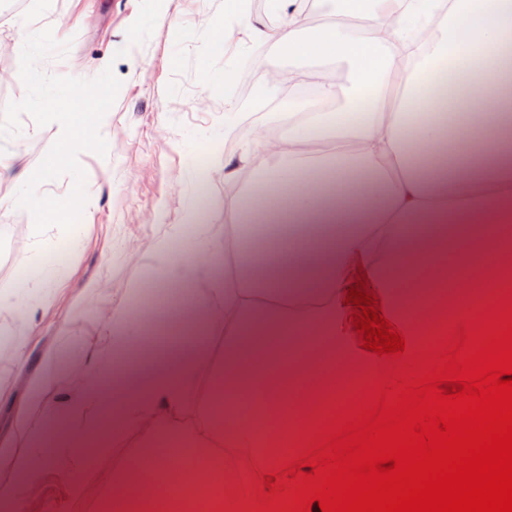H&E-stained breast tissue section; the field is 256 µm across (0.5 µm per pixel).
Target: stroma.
Wrapping results in <instances>:
<instances>
[{
	"label": "stroma",
	"instance_id": "1",
	"mask_svg": "<svg viewBox=\"0 0 512 512\" xmlns=\"http://www.w3.org/2000/svg\"><path fill=\"white\" fill-rule=\"evenodd\" d=\"M138 13L139 0H0V71L12 76L0 83V110L25 94L16 44L46 26L71 47L65 57L41 62L43 71L90 79L109 67L121 82L102 120L107 154L78 155L87 202L76 231L53 226L36 236L32 215L14 203L47 153L49 131L24 115L18 134L0 138V225L8 227L0 234V290L41 266L54 267L42 314L10 325L30 342L0 368L8 385L0 395L1 444L11 437L15 410L28 400L29 376L41 371L47 354L57 357L55 391L63 393L71 367L83 365L105 335L110 310L127 288L140 286L141 305H151L158 236L181 226L173 250L186 255L195 235L185 221L191 210L223 236L233 199L248 188L243 178L225 181L224 158L266 133L259 113L241 133H224V70L261 54L251 42L211 48L212 29L224 24V0H162L152 35L131 46L126 31ZM22 499L25 512H73L75 504L64 469L51 465Z\"/></svg>",
	"mask_w": 512,
	"mask_h": 512
}]
</instances>
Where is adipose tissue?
<instances>
[{"label": "adipose tissue", "instance_id": "ef3b65f1", "mask_svg": "<svg viewBox=\"0 0 512 512\" xmlns=\"http://www.w3.org/2000/svg\"><path fill=\"white\" fill-rule=\"evenodd\" d=\"M225 2V25L268 44L259 64L270 81L249 108L278 94L271 78L284 58L318 74L331 61L341 76L318 83L311 98L289 93L266 113L280 130L279 150L265 142L225 158V179L251 172L249 191L232 203L241 230L224 242L201 224L188 245L194 254L229 251L234 265L233 275L211 276L210 288L178 316L185 335L223 328L221 364L195 343L167 367L140 375L164 353L138 351L146 315L134 286L83 364L79 387L47 400L50 364L29 380L28 414L15 425V444L0 448V469L14 480L40 479L39 448L56 416L70 434L55 456L77 471L89 463L72 453L80 436L100 451L132 435L169 442L147 465L113 474L102 512H158L173 498L190 512H212L223 488L217 437L228 448L249 445L264 469L278 468L281 452L299 439L281 431L283 415L305 418L314 396L335 391L326 366L357 375L374 368L335 334L354 264L367 266L372 287L387 289L391 310L418 305L411 327L419 335L456 310L435 301L434 276L424 299L401 289L407 268L442 267L447 225H465L459 247L476 245L482 256L499 254L500 228L512 223V193L503 191L512 186V0H394L389 10L372 0H336L335 12L315 26L304 20L303 0H274L281 24L273 36L246 0ZM358 16L368 21L362 36L344 23ZM258 190L279 198L261 215L252 204ZM170 240L155 241L156 278L192 285L201 270L174 256ZM107 373L117 401L106 421L97 390Z\"/></svg>", "mask_w": 512, "mask_h": 512}]
</instances>
